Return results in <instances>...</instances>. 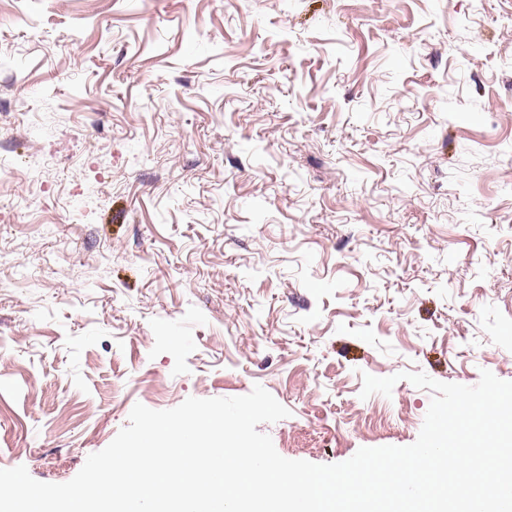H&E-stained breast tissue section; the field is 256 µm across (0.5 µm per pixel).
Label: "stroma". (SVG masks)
<instances>
[{"label":"stroma","instance_id":"obj_1","mask_svg":"<svg viewBox=\"0 0 512 512\" xmlns=\"http://www.w3.org/2000/svg\"><path fill=\"white\" fill-rule=\"evenodd\" d=\"M0 469L263 386L291 460L512 381V0H5Z\"/></svg>","mask_w":512,"mask_h":512}]
</instances>
